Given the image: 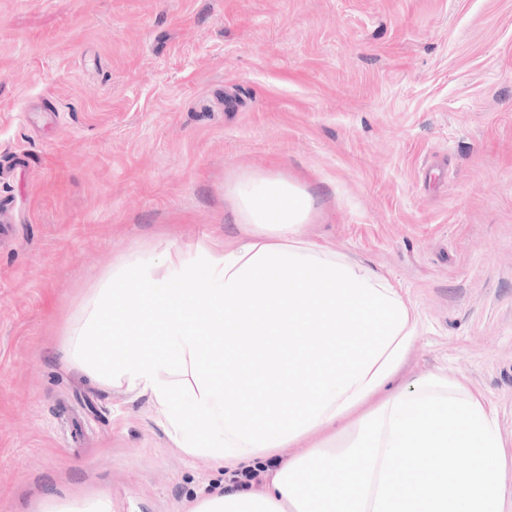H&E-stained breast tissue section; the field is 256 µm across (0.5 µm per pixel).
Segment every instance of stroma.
<instances>
[{"mask_svg": "<svg viewBox=\"0 0 512 512\" xmlns=\"http://www.w3.org/2000/svg\"><path fill=\"white\" fill-rule=\"evenodd\" d=\"M271 172L389 278L512 451V0H0V512H184L223 467L57 348L118 256L234 237ZM39 512H115L112 497L105 493L76 499L47 498Z\"/></svg>", "mask_w": 512, "mask_h": 512, "instance_id": "35a3bbf8", "label": "stroma"}]
</instances>
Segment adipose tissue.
Instances as JSON below:
<instances>
[{
  "label": "adipose tissue",
  "mask_w": 512,
  "mask_h": 512,
  "mask_svg": "<svg viewBox=\"0 0 512 512\" xmlns=\"http://www.w3.org/2000/svg\"><path fill=\"white\" fill-rule=\"evenodd\" d=\"M227 195L234 239L121 257L57 349L92 382L149 394L187 455L233 470L314 437L265 491L186 512H504L491 403L448 373L392 385L416 323L391 281L311 241V197L288 179L245 173Z\"/></svg>",
  "instance_id": "adipose-tissue-1"
}]
</instances>
